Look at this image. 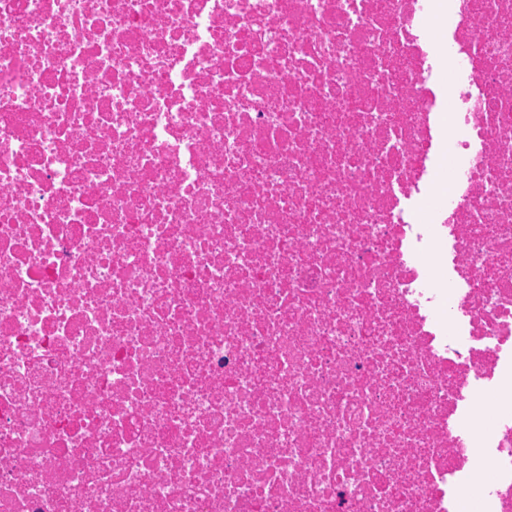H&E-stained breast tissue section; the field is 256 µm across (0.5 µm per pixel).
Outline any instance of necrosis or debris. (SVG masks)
Returning a JSON list of instances; mask_svg holds the SVG:
<instances>
[{
	"mask_svg": "<svg viewBox=\"0 0 512 512\" xmlns=\"http://www.w3.org/2000/svg\"><path fill=\"white\" fill-rule=\"evenodd\" d=\"M512 512V0H0V512Z\"/></svg>",
	"mask_w": 512,
	"mask_h": 512,
	"instance_id": "obj_1",
	"label": "necrosis or debris"
}]
</instances>
